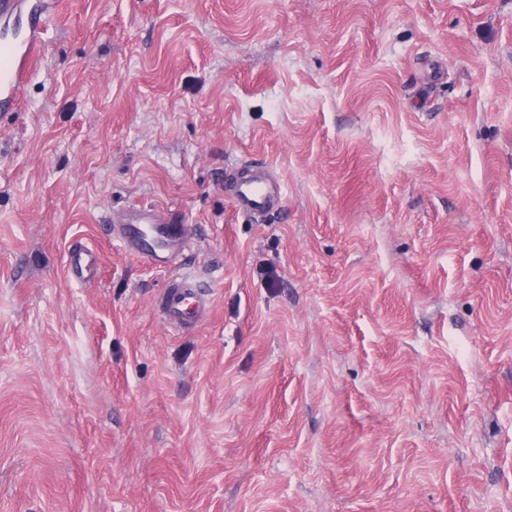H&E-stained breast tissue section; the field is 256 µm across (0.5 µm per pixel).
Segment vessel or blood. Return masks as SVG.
Listing matches in <instances>:
<instances>
[{
    "mask_svg": "<svg viewBox=\"0 0 512 512\" xmlns=\"http://www.w3.org/2000/svg\"><path fill=\"white\" fill-rule=\"evenodd\" d=\"M48 15V7H34L32 0H0V17L20 23L12 36L0 39V112L19 104L23 86L43 58ZM282 197L280 184L261 175L239 181L234 191L238 210L258 217L279 210ZM112 230L126 251L157 267L172 265L189 235L183 217L162 219L145 210L122 215ZM95 263V252L83 249L70 254L68 269L79 279ZM206 308L196 283L181 275L169 282L158 302L160 318L177 331L194 326Z\"/></svg>",
    "mask_w": 512,
    "mask_h": 512,
    "instance_id": "1",
    "label": "vessel or blood"
}]
</instances>
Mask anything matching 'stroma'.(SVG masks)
I'll return each mask as SVG.
<instances>
[{"label":"stroma","instance_id":"35a3bbf8","mask_svg":"<svg viewBox=\"0 0 512 512\" xmlns=\"http://www.w3.org/2000/svg\"><path fill=\"white\" fill-rule=\"evenodd\" d=\"M0 512H512V0H58L0 112ZM233 197L240 212L261 217L281 208L283 192L278 182L259 175L239 181ZM117 240L130 254L157 267L172 265L183 251L189 225L183 217L162 219L151 211L123 214L112 226ZM96 263V254L91 249H83L71 253L68 261V269L73 278L84 277V273L93 269ZM207 301L196 283L188 277H174L158 302L159 316L172 330H185L194 326L203 316Z\"/></svg>","mask_w":512,"mask_h":512}]
</instances>
